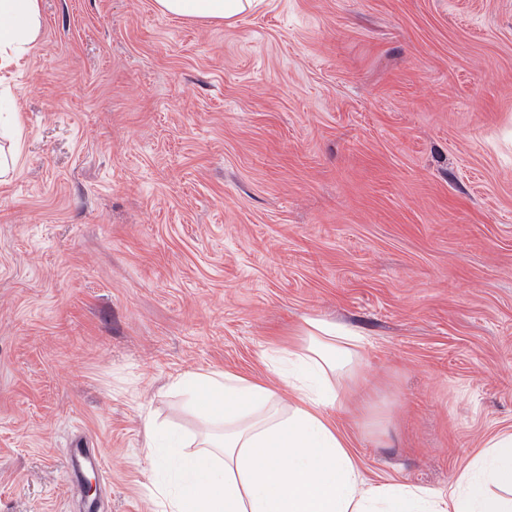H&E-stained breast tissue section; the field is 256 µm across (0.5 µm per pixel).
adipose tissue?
<instances>
[{"label": "adipose tissue", "mask_w": 512, "mask_h": 512, "mask_svg": "<svg viewBox=\"0 0 512 512\" xmlns=\"http://www.w3.org/2000/svg\"><path fill=\"white\" fill-rule=\"evenodd\" d=\"M255 0H155L159 13L231 22ZM40 0H0V72L38 38ZM363 339L319 318L285 349L264 352L290 401L229 371L187 373L172 386L200 420L194 449L149 441L169 472L166 512H512V429L498 432L447 493L370 484L346 437L325 415L365 389Z\"/></svg>", "instance_id": "ef3b65f1"}]
</instances>
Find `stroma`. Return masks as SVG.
<instances>
[{"mask_svg": "<svg viewBox=\"0 0 512 512\" xmlns=\"http://www.w3.org/2000/svg\"><path fill=\"white\" fill-rule=\"evenodd\" d=\"M0 81V512H83L77 444L101 512H163L172 379L266 378L311 317L365 338L367 482L447 492L512 428V0H42ZM255 3V0H155L159 13L201 23L232 22ZM63 454L68 460V468L73 473H78L89 468L101 465L100 458L94 455L88 448H65Z\"/></svg>", "mask_w": 512, "mask_h": 512, "instance_id": "stroma-1", "label": "stroma"}]
</instances>
